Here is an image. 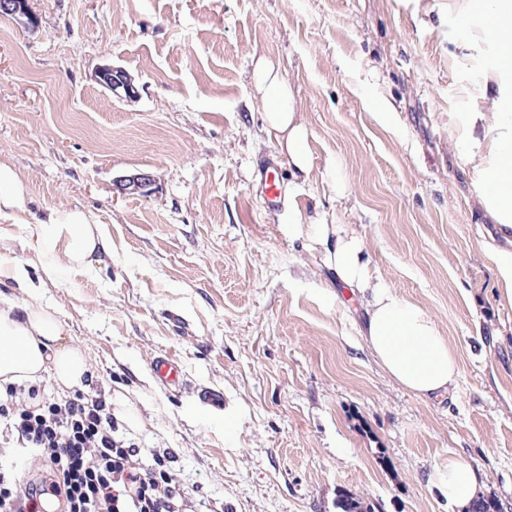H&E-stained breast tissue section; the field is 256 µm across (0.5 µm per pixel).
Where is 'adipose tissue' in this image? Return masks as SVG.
<instances>
[{
	"label": "adipose tissue",
	"instance_id": "obj_1",
	"mask_svg": "<svg viewBox=\"0 0 512 512\" xmlns=\"http://www.w3.org/2000/svg\"><path fill=\"white\" fill-rule=\"evenodd\" d=\"M448 18L466 23L468 31L467 38L456 43L454 62L487 50L495 56L469 92L472 106L459 116L454 140L464 150L477 205L493 223L512 230V0H448ZM253 79L266 125L276 133L291 166L308 172L307 130L297 119L290 83L267 57L256 61ZM24 202L22 179L11 166L0 164V220L19 221ZM31 235L45 281L90 272L93 256L106 248L100 226L78 210L49 214L33 225ZM318 241L339 281L365 296L361 335L392 380L420 397L453 388L458 362L447 336L418 303L399 297L374 277L361 236L342 224H323ZM92 377L85 352L67 339L51 309L36 303L21 306L0 296V391L47 379L60 391H81ZM440 484L449 502L465 507L476 496L479 475L452 460Z\"/></svg>",
	"mask_w": 512,
	"mask_h": 512
}]
</instances>
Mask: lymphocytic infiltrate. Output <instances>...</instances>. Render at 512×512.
Wrapping results in <instances>:
<instances>
[{"label": "lymphocytic infiltrate", "mask_w": 512, "mask_h": 512, "mask_svg": "<svg viewBox=\"0 0 512 512\" xmlns=\"http://www.w3.org/2000/svg\"><path fill=\"white\" fill-rule=\"evenodd\" d=\"M0 421V512H44L53 497L62 512H183L187 494L168 458L144 460L117 440L105 401L12 386L0 396ZM22 452L48 467V479L21 480L14 460Z\"/></svg>", "instance_id": "obj_1"}]
</instances>
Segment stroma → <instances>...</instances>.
Masks as SVG:
<instances>
[{"label":"stroma","mask_w":512,"mask_h":512,"mask_svg":"<svg viewBox=\"0 0 512 512\" xmlns=\"http://www.w3.org/2000/svg\"><path fill=\"white\" fill-rule=\"evenodd\" d=\"M30 8L33 28L0 15V163L33 214L82 211L109 251L32 294L0 278V294L56 310L88 357L90 394L138 410L143 426L118 435L172 455L190 512H337L342 490L374 512H450L436 475L452 459L512 512V304L490 255L512 235L476 207L450 143L448 117L488 60L453 68L448 0ZM260 56L293 89L308 176L265 128ZM105 65L132 77L135 99L97 82ZM268 158L285 168L274 211L255 195ZM136 174L147 192L117 190ZM317 224L351 225L375 275L434 317L459 363L446 396L418 397L376 362ZM161 355L181 365L180 389L157 379ZM203 389L222 406L199 405Z\"/></svg>","instance_id":"stroma-1"}]
</instances>
